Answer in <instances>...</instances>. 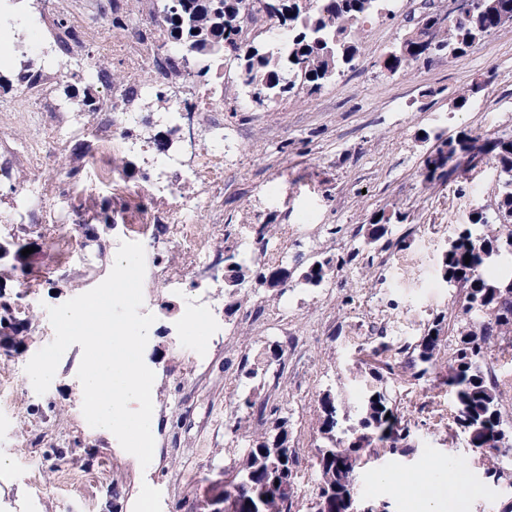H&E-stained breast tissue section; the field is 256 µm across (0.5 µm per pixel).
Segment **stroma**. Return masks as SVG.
Instances as JSON below:
<instances>
[{"instance_id":"35a3bbf8","label":"stroma","mask_w":512,"mask_h":512,"mask_svg":"<svg viewBox=\"0 0 512 512\" xmlns=\"http://www.w3.org/2000/svg\"><path fill=\"white\" fill-rule=\"evenodd\" d=\"M21 10L37 23L33 40L51 38L58 13H67L77 29H89L79 52L98 59L111 72L135 84L154 83L153 65L159 33L150 0H139L134 26L146 37L130 44L126 30L110 19L93 17L89 0H22ZM412 0H382L378 14L361 30L359 50L340 75L308 94H286L259 106L250 89L240 87L236 70L213 60L211 76H223L225 109L195 105L194 132L172 131L161 115L163 102L137 98L138 118L127 121L124 99L109 88L92 86L61 65L48 64L40 52L12 57L0 36V93L10 89L23 65L41 71L55 94L70 90L90 98L100 109L94 119L129 125L135 148H117L112 167L122 192L95 182L88 158L95 141L81 133L80 113L72 106L57 111L10 112L0 109V141L25 143L36 134L57 136L56 155L44 169L33 170L23 155L11 158V178L0 179V215L14 210L16 181L28 179L52 193L70 191L71 220L87 229L71 235L74 255L66 270L59 256L41 247L29 273L11 272L7 294L15 315L31 323L32 339L19 355L0 354V378H10L12 402L0 406V512H196L197 503L224 477L252 439L265 432L257 419L232 432L239 404L257 396L287 418L298 455L294 512H313L312 467L327 442L318 430L320 399L336 395L353 406L369 390L387 388L403 422L420 440L412 458L369 459L360 470L363 498L392 500L395 512L407 504L378 473L420 474L427 463L462 462L449 483L416 485L415 495L442 500L443 512H512V466L500 483L488 482L479 453L468 448L455 423L456 409L440 378L451 362L454 337L441 334L435 370L414 380L399 369L392 351L417 343L437 314L459 331H469L454 306L464 291L449 287L439 274L441 254L457 225L469 213L491 203L498 178L493 163L426 187L423 160L431 136L466 130L487 139L512 130V27L483 38L465 53L412 64L396 73L383 61L399 39L415 26ZM486 88L465 108L455 101L474 81ZM170 139L178 166L171 173L224 157V177L216 187L185 185L186 196L201 205L188 224L192 238L175 237L170 224L157 223L172 206L148 181L159 151L156 140ZM219 196L220 208L206 204ZM110 199L115 228L94 223L101 199ZM395 213L389 250L368 246V234L380 213ZM273 224L267 245L256 242L258 225ZM147 248L143 313L154 315L144 350L154 371L155 450L148 467L126 452L113 434L95 431L82 413L77 377L80 345L62 356L45 394L27 380L25 366L55 335L48 307L60 305L100 284L110 273L121 242ZM229 250L255 267L282 262L292 273L280 292L246 280L230 289L218 251ZM95 255L94 263L81 259ZM356 253L351 264L319 286L302 273L316 260ZM195 310L206 315L201 335L188 332L185 320ZM293 336L300 354L285 352L282 364L267 373L246 376L244 362L262 361L269 347ZM499 386L502 428L512 438V349H494L485 360ZM59 449L66 460L51 468L46 453Z\"/></svg>"}]
</instances>
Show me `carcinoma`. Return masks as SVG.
Here are the masks:
<instances>
[{
	"mask_svg": "<svg viewBox=\"0 0 512 512\" xmlns=\"http://www.w3.org/2000/svg\"><path fill=\"white\" fill-rule=\"evenodd\" d=\"M154 13L164 25L165 41L181 46L191 62L171 63L166 74L185 79L197 75L204 77L210 66L204 61L223 59L235 55V65L242 82L254 89L258 104L275 97L302 90L318 91L325 82L351 63L359 49L358 35L363 24L379 11L380 0H285V10L273 8V0H152ZM472 12L456 18L452 24L438 14L425 17L427 27L433 29L436 40L449 49L462 44L473 46L491 33L503 13L512 15V0H474ZM97 12L112 17V23L124 27L130 20L120 0H98ZM248 12L254 25L269 24L288 31L278 42L271 40L248 46L242 38L237 21L242 12ZM406 52L386 59L384 68L395 73L415 62L422 53L421 45L402 38ZM451 151L467 156L466 166H475V158L487 155L496 164L498 179L492 189L493 213L479 208L472 211L468 221L459 225L456 242L448 245L440 259V273L445 282L462 281L465 296L461 314L478 321L479 334L462 337L457 342L453 363L443 378L452 395L457 416V427L465 426L475 433L470 444L488 461L487 475L498 480L504 475L507 463L503 451L512 449V442L502 440L482 446L484 429L501 423L496 387L487 380L482 363L502 336L512 334V294L505 295L512 273H498L502 269L503 255L512 257V132L502 133L483 143L478 137L461 131L450 141L441 143ZM424 183L430 187L437 181L450 178L457 170H441L436 161L425 160ZM390 217L380 214L372 223L370 242L383 241L382 249L393 242L386 238ZM470 262H465V256ZM235 254L224 256L225 278L237 286L251 278L267 288L289 287L291 273L281 264H267L255 269L234 261ZM332 272L331 259L310 263L304 272V281L320 285ZM445 316L437 315L431 332L420 343L404 344L395 354L404 358L405 367L416 379L423 378L428 369L418 364L434 366L440 353L439 336ZM31 323L13 315L12 298L0 289V343L16 351L31 340ZM242 406L258 408L259 416H267L270 426L245 449L242 460L224 481V494L237 495L235 512H292L293 499L269 494L256 504L249 487L239 485L247 477L256 484L266 479L269 464L281 454L286 462L297 466L288 420L278 415V409H267L266 402H257L247 396ZM341 402L327 394L321 399L319 431L329 443L326 452H319L315 467L317 485L336 487V496L350 494L355 486V472L364 459L381 448L391 455L406 456L418 448L410 427L397 416L392 399L384 389L367 392L358 402L353 423L340 426L338 417Z\"/></svg>",
	"mask_w": 512,
	"mask_h": 512,
	"instance_id": "obj_1",
	"label": "carcinoma"
}]
</instances>
